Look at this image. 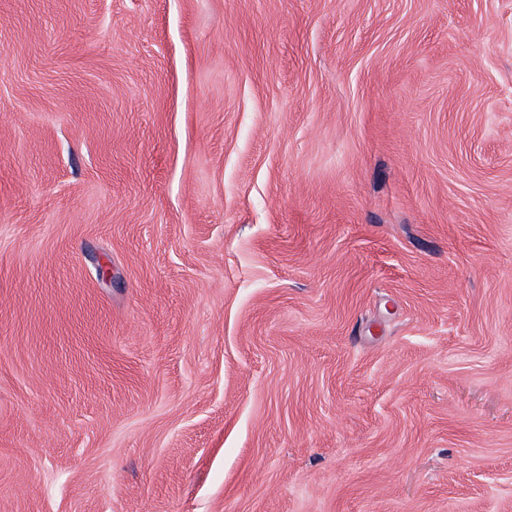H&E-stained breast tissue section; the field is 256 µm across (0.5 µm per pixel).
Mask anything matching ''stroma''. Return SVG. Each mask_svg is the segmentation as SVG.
Returning <instances> with one entry per match:
<instances>
[{
    "label": "stroma",
    "instance_id": "1",
    "mask_svg": "<svg viewBox=\"0 0 512 512\" xmlns=\"http://www.w3.org/2000/svg\"><path fill=\"white\" fill-rule=\"evenodd\" d=\"M0 512H512V0H0Z\"/></svg>",
    "mask_w": 512,
    "mask_h": 512
}]
</instances>
